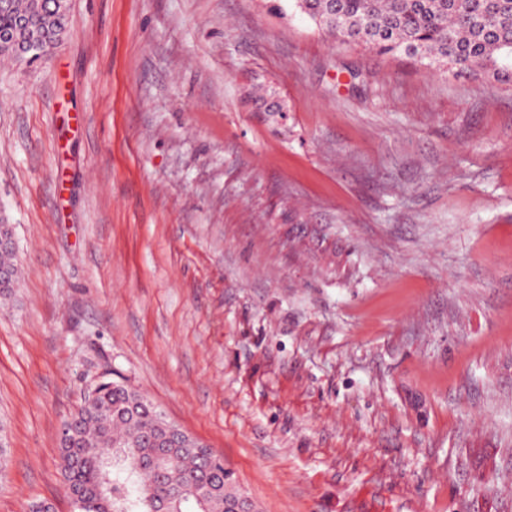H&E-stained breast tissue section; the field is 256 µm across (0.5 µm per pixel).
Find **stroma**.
Instances as JSON below:
<instances>
[{"instance_id":"obj_1","label":"stroma","mask_w":512,"mask_h":512,"mask_svg":"<svg viewBox=\"0 0 512 512\" xmlns=\"http://www.w3.org/2000/svg\"><path fill=\"white\" fill-rule=\"evenodd\" d=\"M272 5L69 0L0 64V512H71L104 378L257 512H512V90Z\"/></svg>"}]
</instances>
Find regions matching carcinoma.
Wrapping results in <instances>:
<instances>
[{
	"mask_svg": "<svg viewBox=\"0 0 512 512\" xmlns=\"http://www.w3.org/2000/svg\"><path fill=\"white\" fill-rule=\"evenodd\" d=\"M38 0H11L0 28ZM336 42L382 56H407L444 74L467 73L512 89V0H277ZM153 401L117 380L102 382L72 414L59 442L64 491L75 512H226L236 497L220 458L203 469L193 447L164 459L150 444Z\"/></svg>",
	"mask_w": 512,
	"mask_h": 512,
	"instance_id": "1",
	"label": "carcinoma"
}]
</instances>
